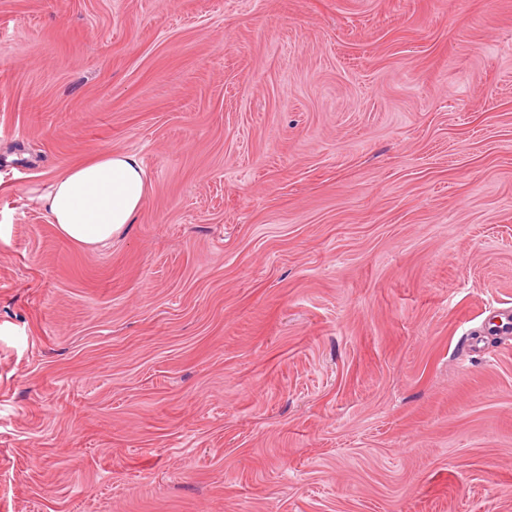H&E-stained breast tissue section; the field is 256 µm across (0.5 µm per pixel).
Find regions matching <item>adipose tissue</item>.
Masks as SVG:
<instances>
[{"instance_id":"1","label":"adipose tissue","mask_w":512,"mask_h":512,"mask_svg":"<svg viewBox=\"0 0 512 512\" xmlns=\"http://www.w3.org/2000/svg\"><path fill=\"white\" fill-rule=\"evenodd\" d=\"M148 192L140 161L111 152L56 175L34 198L64 238L94 247L110 242L133 223Z\"/></svg>"}]
</instances>
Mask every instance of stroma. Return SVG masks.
Returning <instances> with one entry per match:
<instances>
[{
	"mask_svg": "<svg viewBox=\"0 0 512 512\" xmlns=\"http://www.w3.org/2000/svg\"><path fill=\"white\" fill-rule=\"evenodd\" d=\"M0 512H512V0H0ZM149 192L140 161L127 153H106L74 165L51 179L34 199L67 240L94 247L133 224Z\"/></svg>",
	"mask_w": 512,
	"mask_h": 512,
	"instance_id": "stroma-1",
	"label": "stroma"
}]
</instances>
